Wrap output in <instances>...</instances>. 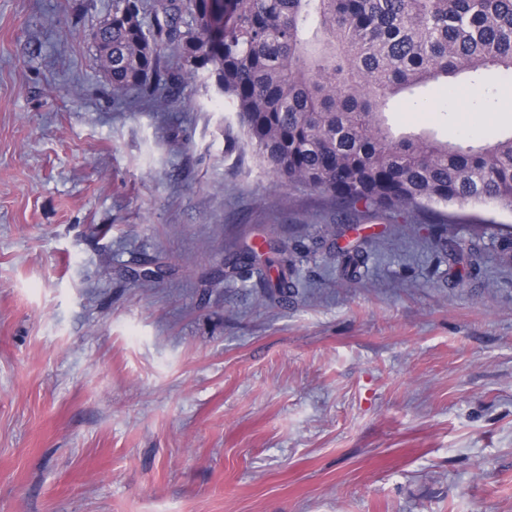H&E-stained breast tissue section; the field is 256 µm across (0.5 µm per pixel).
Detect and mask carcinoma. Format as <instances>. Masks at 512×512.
<instances>
[{"label":"carcinoma","instance_id":"carcinoma-1","mask_svg":"<svg viewBox=\"0 0 512 512\" xmlns=\"http://www.w3.org/2000/svg\"><path fill=\"white\" fill-rule=\"evenodd\" d=\"M86 38L118 100L206 73L237 117L227 141L344 211L484 202L512 211V135L476 144L397 135L384 112L389 97L429 82L512 72V0H112V16ZM160 42L176 47L180 68H167ZM287 252L262 266L253 248L230 267L286 300Z\"/></svg>","mask_w":512,"mask_h":512}]
</instances>
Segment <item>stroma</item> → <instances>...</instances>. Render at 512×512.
<instances>
[{
    "label": "stroma",
    "instance_id": "35a3bbf8",
    "mask_svg": "<svg viewBox=\"0 0 512 512\" xmlns=\"http://www.w3.org/2000/svg\"><path fill=\"white\" fill-rule=\"evenodd\" d=\"M111 11L0 0V512H512V212L443 230L279 184L204 76L115 102L83 36ZM387 116L493 140L512 80ZM271 237L285 302L223 275Z\"/></svg>",
    "mask_w": 512,
    "mask_h": 512
}]
</instances>
